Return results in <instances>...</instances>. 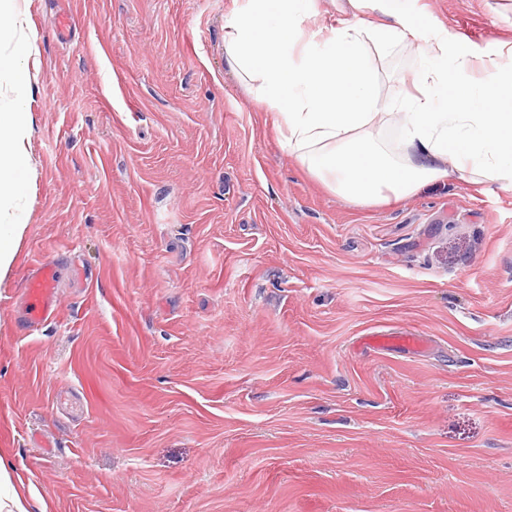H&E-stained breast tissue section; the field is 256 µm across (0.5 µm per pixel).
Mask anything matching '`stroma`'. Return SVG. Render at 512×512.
Masks as SVG:
<instances>
[{"mask_svg": "<svg viewBox=\"0 0 512 512\" xmlns=\"http://www.w3.org/2000/svg\"><path fill=\"white\" fill-rule=\"evenodd\" d=\"M12 5L39 68L0 455L29 512H512V186L337 196L225 68L234 0ZM412 8L512 68V0ZM418 63L374 58L381 97ZM401 334L423 350L368 342ZM63 269L44 261L35 266L28 276L22 293L24 318L28 328L35 329L55 317L57 311V286Z\"/></svg>", "mask_w": 512, "mask_h": 512, "instance_id": "stroma-1", "label": "stroma"}]
</instances>
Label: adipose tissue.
Returning <instances> with one entry per match:
<instances>
[{"label":"adipose tissue","mask_w":512,"mask_h":512,"mask_svg":"<svg viewBox=\"0 0 512 512\" xmlns=\"http://www.w3.org/2000/svg\"><path fill=\"white\" fill-rule=\"evenodd\" d=\"M369 2L384 22H344L324 38L310 24L314 0H245L224 18V64L273 115L283 148L350 201L407 197L453 170L512 186V71L466 55L449 69L448 43L431 38L423 16L404 13L397 0ZM413 42L421 63L410 86L381 98L369 48ZM475 64L481 78L456 80ZM37 68L28 42L0 55V74L16 77L15 99L0 104V205L26 191L24 100ZM378 126L398 131L403 156L376 140Z\"/></svg>","instance_id":"obj_1"}]
</instances>
